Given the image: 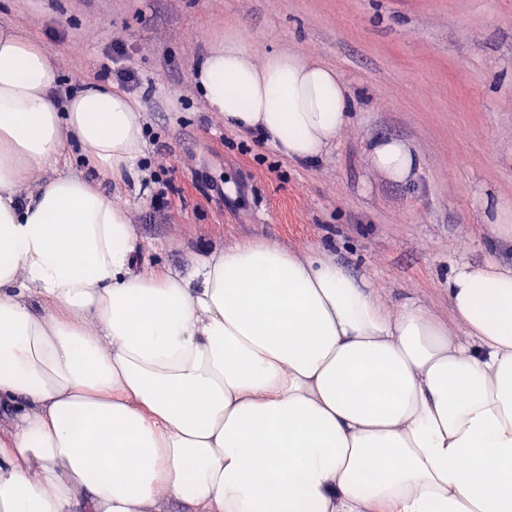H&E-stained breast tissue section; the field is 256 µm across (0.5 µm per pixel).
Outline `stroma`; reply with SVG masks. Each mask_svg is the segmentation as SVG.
<instances>
[{"instance_id":"1","label":"stroma","mask_w":512,"mask_h":512,"mask_svg":"<svg viewBox=\"0 0 512 512\" xmlns=\"http://www.w3.org/2000/svg\"><path fill=\"white\" fill-rule=\"evenodd\" d=\"M0 27L36 37L60 74L55 97L108 77L146 129L138 179L99 188L127 207L139 269L190 273L212 250L266 241L323 251L394 308L451 319L447 280L465 262L512 265V236L488 202L512 206V0H0ZM257 60L297 52L345 81L350 118L313 162L229 129L192 81L224 30ZM406 142L405 183L369 161L372 141Z\"/></svg>"}]
</instances>
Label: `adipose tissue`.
I'll return each instance as SVG.
<instances>
[{
    "label": "adipose tissue",
    "instance_id": "adipose-tissue-1",
    "mask_svg": "<svg viewBox=\"0 0 512 512\" xmlns=\"http://www.w3.org/2000/svg\"><path fill=\"white\" fill-rule=\"evenodd\" d=\"M192 78L226 126L296 161L349 120L335 69L256 61L234 29ZM58 79L0 28V512H512V266L458 265L449 321L265 241L189 278L138 271L127 209L90 179L20 193L73 143L116 182L144 153L131 96L59 102ZM369 160L394 182L418 165L396 138Z\"/></svg>",
    "mask_w": 512,
    "mask_h": 512
}]
</instances>
